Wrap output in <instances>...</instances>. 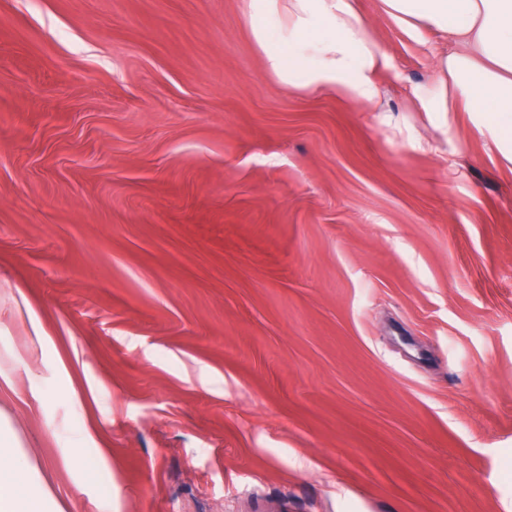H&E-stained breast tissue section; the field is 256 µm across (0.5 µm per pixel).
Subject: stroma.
I'll return each instance as SVG.
<instances>
[{
  "instance_id": "1",
  "label": "stroma",
  "mask_w": 512,
  "mask_h": 512,
  "mask_svg": "<svg viewBox=\"0 0 512 512\" xmlns=\"http://www.w3.org/2000/svg\"><path fill=\"white\" fill-rule=\"evenodd\" d=\"M247 0H0V413L62 512H512V144L356 0L379 111ZM35 338H36V344L38 345L37 348H34L30 351L29 354L26 356H22L19 354L9 353L8 359L9 364L5 367L0 366V382L2 381L3 384L7 386H12L14 383L13 376H14V370L15 367L25 364L29 359L34 358L36 351L38 348H42L43 346V336L37 331L35 332Z\"/></svg>"
}]
</instances>
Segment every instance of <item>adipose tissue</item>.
<instances>
[{
    "instance_id": "ef3b65f1",
    "label": "adipose tissue",
    "mask_w": 512,
    "mask_h": 512,
    "mask_svg": "<svg viewBox=\"0 0 512 512\" xmlns=\"http://www.w3.org/2000/svg\"><path fill=\"white\" fill-rule=\"evenodd\" d=\"M408 29L428 27L457 48L438 61L439 80L422 98L426 112L458 105L502 122L512 136V0H382ZM267 69L296 91H338L377 106L376 75L388 56L368 38L354 0H247ZM15 431L0 422V512H55L36 468L18 467Z\"/></svg>"
}]
</instances>
